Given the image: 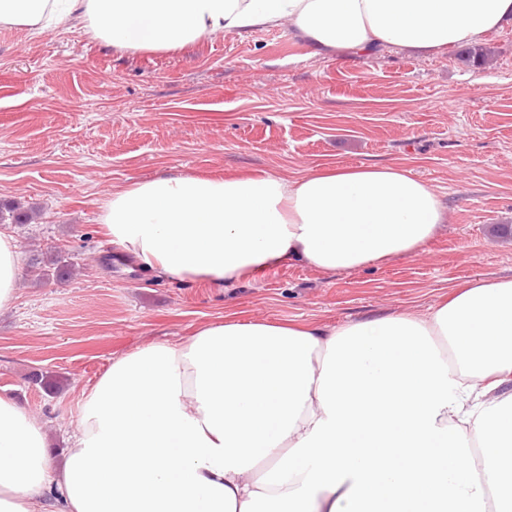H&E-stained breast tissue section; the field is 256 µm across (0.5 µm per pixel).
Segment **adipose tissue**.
Wrapping results in <instances>:
<instances>
[{
  "mask_svg": "<svg viewBox=\"0 0 512 512\" xmlns=\"http://www.w3.org/2000/svg\"><path fill=\"white\" fill-rule=\"evenodd\" d=\"M285 26L314 56L429 55L512 26V0H0V28L125 53ZM444 221L439 194L397 166L164 172L114 189L100 215L144 270L218 286L289 260L336 272L411 254ZM21 264L0 232V309ZM510 379L512 279L337 329L228 317L112 362L63 465L0 395V512H488L512 503Z\"/></svg>",
  "mask_w": 512,
  "mask_h": 512,
  "instance_id": "adipose-tissue-1",
  "label": "adipose tissue"
}]
</instances>
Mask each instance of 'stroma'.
<instances>
[{"instance_id": "35a3bbf8", "label": "stroma", "mask_w": 512, "mask_h": 512, "mask_svg": "<svg viewBox=\"0 0 512 512\" xmlns=\"http://www.w3.org/2000/svg\"><path fill=\"white\" fill-rule=\"evenodd\" d=\"M462 49L310 55L289 28L205 36L177 52L125 54L64 29H0V203L22 258L63 253L67 280L19 276L0 312V395L14 397L62 459L78 399L112 361L239 320L341 327L425 314L470 281L512 278V28ZM406 168L448 218L415 253L322 272L291 261L217 287L111 262L98 222L112 190L162 170L295 179L326 166ZM60 376L44 391L33 374Z\"/></svg>"}]
</instances>
